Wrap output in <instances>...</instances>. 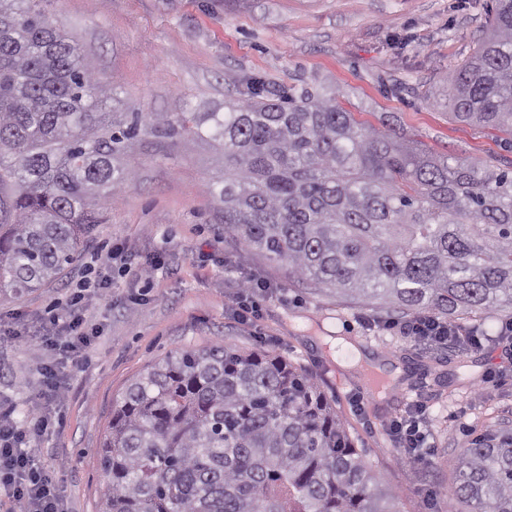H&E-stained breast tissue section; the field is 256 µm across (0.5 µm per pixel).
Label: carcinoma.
<instances>
[{
    "label": "carcinoma",
    "instance_id": "carcinoma-1",
    "mask_svg": "<svg viewBox=\"0 0 512 512\" xmlns=\"http://www.w3.org/2000/svg\"><path fill=\"white\" fill-rule=\"evenodd\" d=\"M448 74L457 121L512 146V0ZM76 38L35 0H0V295L60 278L131 171L144 136L215 143L224 233L349 306L449 322L512 309V162L437 155L338 93L246 76L222 112H105ZM99 512H398L315 377L264 351L215 343L141 373L95 451ZM450 494L512 512V436L463 450Z\"/></svg>",
    "mask_w": 512,
    "mask_h": 512
}]
</instances>
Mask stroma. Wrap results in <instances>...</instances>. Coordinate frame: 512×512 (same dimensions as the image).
<instances>
[{"mask_svg":"<svg viewBox=\"0 0 512 512\" xmlns=\"http://www.w3.org/2000/svg\"><path fill=\"white\" fill-rule=\"evenodd\" d=\"M76 37L104 82L121 87L118 112H220L240 77L277 87L296 79L341 88L354 112H387L429 149L503 166L512 145L492 129L454 122L448 71L470 56L493 0H39ZM137 175L83 240L62 278L21 298L0 297V321L29 334L0 341V409L27 426L42 402L40 369L52 358L37 337L41 317L88 273L109 292L88 304L100 335L64 370L56 430L31 446L54 469L66 512H98L103 479L94 453L112 402L139 373L171 353L215 341L263 349L312 373L369 469L396 495L398 512H472L449 497L457 454L477 437L512 432V364L494 342L512 314L476 315L465 326L486 338L467 355L386 329L374 309L291 281L287 265L243 251L224 235L211 189L220 166L202 142L173 146L146 137L127 157ZM115 247L148 265L142 276L108 266ZM266 290L241 318L247 282ZM386 375L374 394L367 370ZM493 382H486L487 374ZM427 402L420 428L429 456L397 448L389 419Z\"/></svg>","mask_w":512,"mask_h":512,"instance_id":"obj_1","label":"stroma"}]
</instances>
